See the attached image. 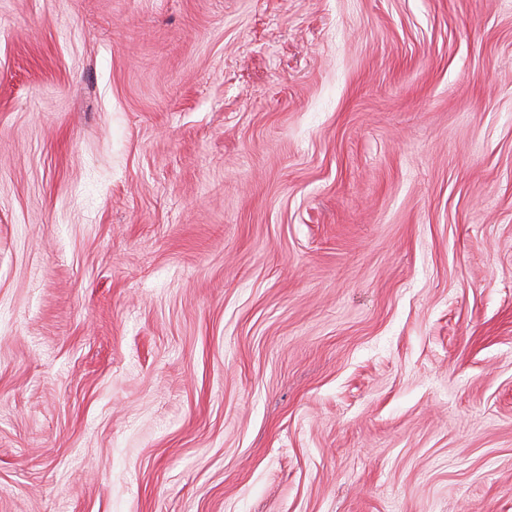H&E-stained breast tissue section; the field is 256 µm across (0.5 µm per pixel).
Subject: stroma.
<instances>
[{"label": "stroma", "instance_id": "35a3bbf8", "mask_svg": "<svg viewBox=\"0 0 512 512\" xmlns=\"http://www.w3.org/2000/svg\"><path fill=\"white\" fill-rule=\"evenodd\" d=\"M0 512H512V0H0Z\"/></svg>", "mask_w": 512, "mask_h": 512}]
</instances>
